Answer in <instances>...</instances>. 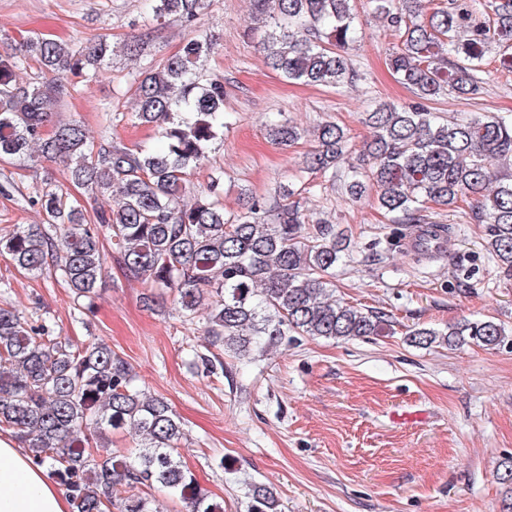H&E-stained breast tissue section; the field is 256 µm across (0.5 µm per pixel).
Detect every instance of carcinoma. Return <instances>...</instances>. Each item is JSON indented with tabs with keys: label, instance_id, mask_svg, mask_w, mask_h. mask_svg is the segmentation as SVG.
<instances>
[{
	"label": "carcinoma",
	"instance_id": "cac0c4a2",
	"mask_svg": "<svg viewBox=\"0 0 512 512\" xmlns=\"http://www.w3.org/2000/svg\"><path fill=\"white\" fill-rule=\"evenodd\" d=\"M209 0H145L160 24L174 17L188 30L178 52L137 72L134 118L153 128L148 147L95 141L84 125H55L52 115L68 93L69 75L107 73L112 47L104 36L72 45L41 35L0 54V160L64 164L71 180L109 197L117 207L95 211L45 186L32 203L42 224L0 231V254L38 277L51 269L93 305L106 273L100 239L109 238L126 270L148 297L167 289L184 321L200 317L208 343L246 356L288 336L355 339L385 330L380 313L333 299L336 266L349 257L348 235L311 216L287 185L273 205L252 200L224 212L211 178L208 193L186 199L187 176L223 140L229 124L224 81L202 79L218 38L200 25ZM394 37L388 65L412 93L403 105L378 104L366 113L372 129L358 154L347 129L317 127L307 169H344L343 190L355 203L377 187L378 209L396 224H426L435 206L472 201V220L487 225V248L512 276V114L474 112L446 117L430 103L445 94L476 96L482 65L497 48L496 70L512 74V0H367ZM264 20L260 46L270 67L290 81L339 90L360 79L348 55L362 37L353 0H253ZM35 62L39 74L20 73ZM265 129L279 146L301 138L297 126L269 115ZM512 330L491 319H465L445 330L415 328L409 342L496 348ZM141 437L127 457L104 458L94 445L107 431ZM0 432H9L64 487L72 512H164L157 494L181 503L180 512H224L181 459L182 422L162 398L136 384L129 363L102 342L75 346L0 307ZM276 492L250 489L248 512H278Z\"/></svg>",
	"mask_w": 512,
	"mask_h": 512
}]
</instances>
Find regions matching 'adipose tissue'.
Instances as JSON below:
<instances>
[{
  "mask_svg": "<svg viewBox=\"0 0 512 512\" xmlns=\"http://www.w3.org/2000/svg\"><path fill=\"white\" fill-rule=\"evenodd\" d=\"M0 512H71L57 484L6 436H0Z\"/></svg>",
  "mask_w": 512,
  "mask_h": 512,
  "instance_id": "adipose-tissue-1",
  "label": "adipose tissue"
}]
</instances>
